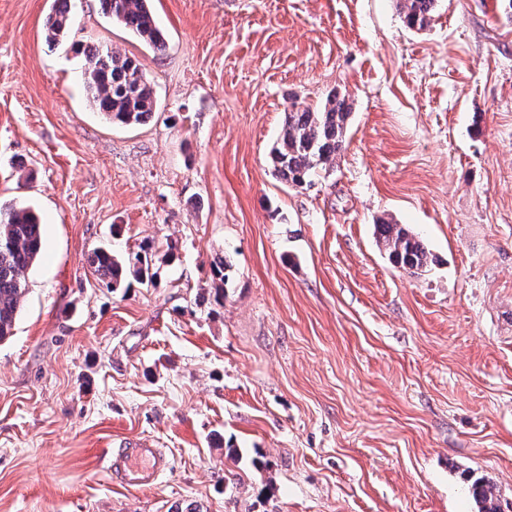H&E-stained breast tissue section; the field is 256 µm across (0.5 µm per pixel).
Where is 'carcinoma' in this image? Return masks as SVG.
Returning a JSON list of instances; mask_svg holds the SVG:
<instances>
[{
    "label": "carcinoma",
    "mask_w": 512,
    "mask_h": 512,
    "mask_svg": "<svg viewBox=\"0 0 512 512\" xmlns=\"http://www.w3.org/2000/svg\"><path fill=\"white\" fill-rule=\"evenodd\" d=\"M49 16L44 39L55 47L69 34L72 14L68 0H57ZM150 0H99L102 13L134 36L161 50L166 36L157 26ZM437 0H399L403 22L410 29L426 28ZM81 74L98 112L114 123L132 126L146 121L155 109L153 86L138 60L126 53L85 46L81 50ZM351 107L334 91L319 109L292 107L285 113L281 133L270 151L273 174L291 186H309L321 171L336 162L344 147ZM376 239L392 264L409 273L426 268L431 254L424 241L402 224L381 219L375 224ZM42 224L29 208L0 206V341L12 335L20 302L26 293L28 270L44 251ZM97 279L117 288L131 277L145 288L154 285L149 247L127 259L100 249L89 258ZM472 493L480 512H497L492 490L477 482Z\"/></svg>",
    "instance_id": "cac0c4a2"
}]
</instances>
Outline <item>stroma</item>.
<instances>
[{
  "label": "stroma",
  "mask_w": 512,
  "mask_h": 512,
  "mask_svg": "<svg viewBox=\"0 0 512 512\" xmlns=\"http://www.w3.org/2000/svg\"><path fill=\"white\" fill-rule=\"evenodd\" d=\"M0 0V201L45 251L0 342V512H512V9L152 0L164 50L70 0ZM138 59L146 122L96 112L75 49ZM352 104L312 185L268 162L291 106ZM427 244L394 267L374 224ZM149 247L111 289L94 249ZM227 280L213 277L221 260ZM223 304H215V288ZM145 437L152 487L108 470ZM68 1L57 0L58 6L47 20L44 39L49 47L58 46L69 34L72 26V14ZM403 22L409 29L424 30L437 0H400ZM142 252L126 260L100 249L92 253L89 264L97 279L107 287L118 288L125 278L132 277L141 286L149 288L154 285L155 272H152L149 247H144Z\"/></svg>",
  "instance_id": "stroma-1"
}]
</instances>
